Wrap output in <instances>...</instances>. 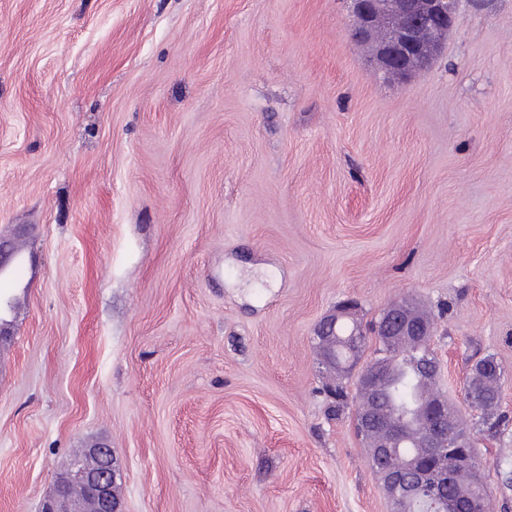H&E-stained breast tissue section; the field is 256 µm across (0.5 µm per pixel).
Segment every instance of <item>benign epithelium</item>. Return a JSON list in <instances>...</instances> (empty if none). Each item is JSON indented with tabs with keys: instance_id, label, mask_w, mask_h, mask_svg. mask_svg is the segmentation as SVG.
<instances>
[{
	"instance_id": "7a95c632",
	"label": "benign epithelium",
	"mask_w": 512,
	"mask_h": 512,
	"mask_svg": "<svg viewBox=\"0 0 512 512\" xmlns=\"http://www.w3.org/2000/svg\"><path fill=\"white\" fill-rule=\"evenodd\" d=\"M358 39L372 48L376 65L387 76L410 81L431 65L454 26L459 0H348ZM353 305L336 306L320 323L315 341L326 367L336 364V327L351 317ZM358 321L347 326L342 341L353 355L346 368L358 371V422L361 434H370L368 461L395 512L409 499L431 498L455 483L456 474L475 468L474 457L455 436L456 412L440 395L423 400L408 415L383 414L380 404L392 364L380 359L362 363V336ZM432 328L409 304L388 308L382 316L380 340L412 357L423 381L438 375L436 358L429 353ZM499 380L492 363L472 366L467 393L481 395L487 378ZM414 448L416 454L392 461L393 449ZM116 470L112 449L95 444L82 450L58 474L53 490L43 498L39 512H122L114 494Z\"/></svg>"
}]
</instances>
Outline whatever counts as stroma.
Returning <instances> with one entry per match:
<instances>
[{
    "mask_svg": "<svg viewBox=\"0 0 512 512\" xmlns=\"http://www.w3.org/2000/svg\"><path fill=\"white\" fill-rule=\"evenodd\" d=\"M346 0H0V512L112 448L122 512H390L313 337L409 298L512 512V0L386 77ZM489 377H492L497 383H500V372L496 365L490 362L480 366L473 365L466 382V394L468 393L472 396L483 395L484 382Z\"/></svg>",
    "mask_w": 512,
    "mask_h": 512,
    "instance_id": "stroma-1",
    "label": "stroma"
}]
</instances>
